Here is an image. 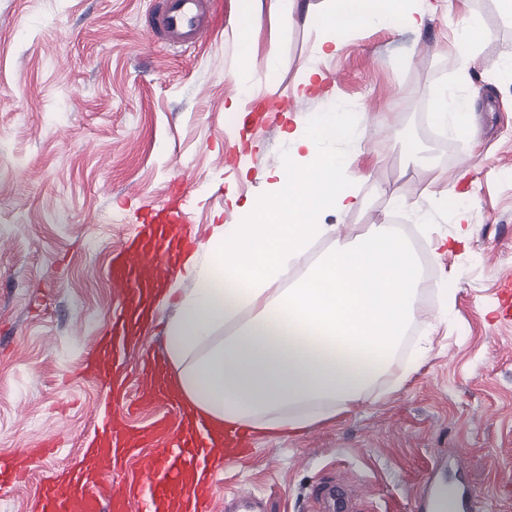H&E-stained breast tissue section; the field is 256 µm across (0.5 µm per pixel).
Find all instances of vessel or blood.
<instances>
[{"mask_svg": "<svg viewBox=\"0 0 512 512\" xmlns=\"http://www.w3.org/2000/svg\"><path fill=\"white\" fill-rule=\"evenodd\" d=\"M222 0H151L148 25L168 45L195 44L218 25ZM134 236L113 252L112 288L124 303L107 335L91 350L86 370L91 378L110 381L122 392L124 380L116 350L135 342L145 316L153 309L154 288L175 270L191 242L184 227L192 213L179 196L159 207H147L137 217ZM136 408L169 400L160 361L144 359ZM98 434L79 457L58 469L41 486V512H212L216 497L212 481H194L197 472L219 468L223 449L208 427L181 419L177 430L166 420L142 431L129 430L124 415L101 412ZM55 445L20 448L0 454V490L26 478L33 458L56 455Z\"/></svg>", "mask_w": 512, "mask_h": 512, "instance_id": "b4317fda", "label": "vessel or blood"}]
</instances>
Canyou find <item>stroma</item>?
<instances>
[{
  "mask_svg": "<svg viewBox=\"0 0 512 512\" xmlns=\"http://www.w3.org/2000/svg\"><path fill=\"white\" fill-rule=\"evenodd\" d=\"M223 2V29L181 48L151 40L149 0H0V452L61 442L0 495V512H36L39 481L92 437L93 408L122 407L83 366L115 308L109 252L133 233L137 208L186 182L203 241L235 223L233 202L281 160L285 115L263 124L227 109L243 2ZM326 5L297 0L285 24L263 15L247 103L292 97L309 121L351 111L361 135L335 150L364 205L325 221L354 236L399 217L430 276L396 353L406 379L379 381L302 434L253 435L254 453L216 476L217 512H239L242 490L256 512H333L338 485L353 512H418L441 457L457 461L480 512H512V320L499 317L512 282V19L498 0H470L485 38L467 65L454 50L457 11L424 0L420 30L364 28L323 58L311 19ZM313 68L322 92L294 97ZM441 85L473 112L439 141L421 105Z\"/></svg>",
  "mask_w": 512,
  "mask_h": 512,
  "instance_id": "35a3bbf8",
  "label": "stroma"
}]
</instances>
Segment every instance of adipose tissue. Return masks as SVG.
<instances>
[{"instance_id":"ef3b65f1","label":"adipose tissue","mask_w":512,"mask_h":512,"mask_svg":"<svg viewBox=\"0 0 512 512\" xmlns=\"http://www.w3.org/2000/svg\"><path fill=\"white\" fill-rule=\"evenodd\" d=\"M237 25L240 67L263 10L288 18L294 0H244ZM419 0H335L312 19L319 50L333 55L343 34L384 21L420 29ZM339 108L295 120L281 163L260 192L236 205L238 223L217 224L188 256V288L169 289L176 313L166 326L173 390L214 431L297 433L348 412L392 373L394 354L418 312L422 268L398 224H371L341 239L325 214L359 207L336 141L358 137ZM330 250L307 270L313 243Z\"/></svg>"}]
</instances>
